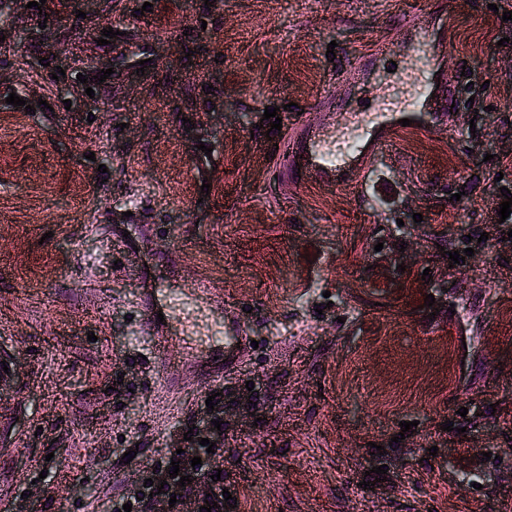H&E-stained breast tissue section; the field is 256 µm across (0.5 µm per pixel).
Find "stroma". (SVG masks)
I'll list each match as a JSON object with an SVG mask.
<instances>
[{
	"mask_svg": "<svg viewBox=\"0 0 512 512\" xmlns=\"http://www.w3.org/2000/svg\"><path fill=\"white\" fill-rule=\"evenodd\" d=\"M507 11L46 0L0 22V512L135 502L216 418L224 445L194 472L224 473L212 512H512V298L476 274L512 275V217L497 214L512 191ZM418 23L434 31L425 72L446 71L436 94L456 99L447 120L396 132L359 190L283 185L266 108L287 128L380 85L399 96L378 54ZM202 280L215 320L239 314L258 343L221 378L199 366L215 328L170 308L187 343L154 360L145 297Z\"/></svg>",
	"mask_w": 512,
	"mask_h": 512,
	"instance_id": "obj_1",
	"label": "stroma"
}]
</instances>
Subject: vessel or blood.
<instances>
[{
  "label": "vessel or blood",
  "mask_w": 512,
  "mask_h": 512,
  "mask_svg": "<svg viewBox=\"0 0 512 512\" xmlns=\"http://www.w3.org/2000/svg\"><path fill=\"white\" fill-rule=\"evenodd\" d=\"M431 43L430 29L418 26L413 28L409 42L385 45L381 53L401 59L402 66L398 74L405 78L411 71L413 53L419 46ZM447 81V74L439 72L434 75L432 82L413 81L412 90L405 100L341 113L340 120L353 126L359 133L352 148L344 154H336L331 150L334 122L301 123L298 131L290 133L285 141L280 176L287 181L313 180L327 186L359 188L367 162L389 149L394 133L401 128V119L406 118L416 123L422 113L431 110L443 113L450 108V100H438L432 96L435 83L444 84ZM224 328L226 337L223 351H220L218 359L209 360L204 366L207 374L217 377L223 376L225 370L239 360L242 346L249 341L236 317H227Z\"/></svg>",
  "instance_id": "1"
}]
</instances>
